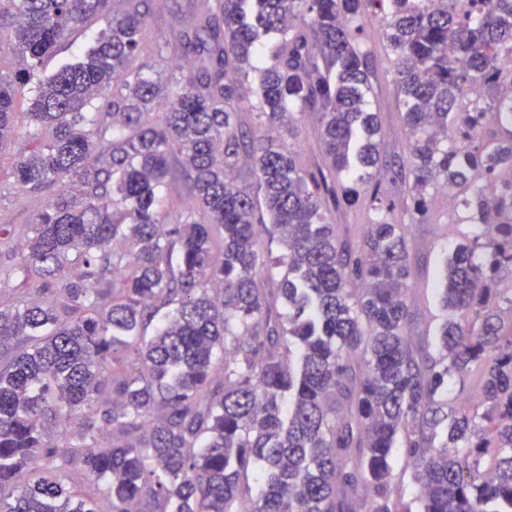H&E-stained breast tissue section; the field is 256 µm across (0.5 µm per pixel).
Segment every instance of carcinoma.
I'll use <instances>...</instances> for the list:
<instances>
[{"instance_id": "obj_1", "label": "carcinoma", "mask_w": 512, "mask_h": 512, "mask_svg": "<svg viewBox=\"0 0 512 512\" xmlns=\"http://www.w3.org/2000/svg\"><path fill=\"white\" fill-rule=\"evenodd\" d=\"M150 2L0 0L24 64L0 146L38 81L12 175L44 199L0 217V283L25 292L0 305V512H512V0H203L161 37ZM438 192L446 365L410 334L409 232ZM381 18L373 16L371 21L367 23V32L374 42L377 49V68L379 78L377 83V97L379 102L381 122L383 126V137L387 150L392 152L399 151L402 143L405 141L404 126L400 118V114L396 112L393 102V85L391 76L387 72V64L383 56L382 49L379 44ZM106 27V22L102 19H91L86 27L73 37L64 39L56 48L55 54L43 62V73L53 71L59 62L63 60L75 59L81 55L87 46L93 44L99 31Z\"/></svg>"}]
</instances>
